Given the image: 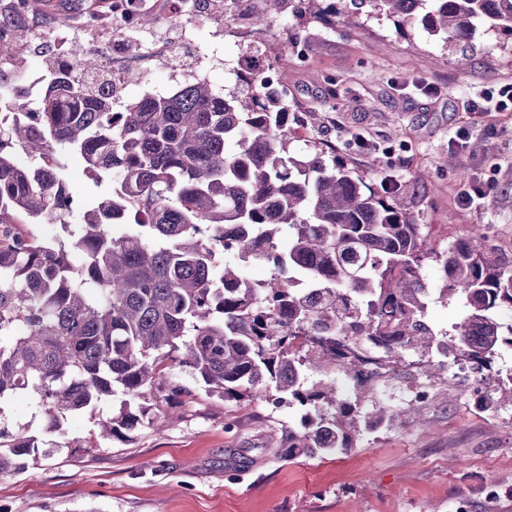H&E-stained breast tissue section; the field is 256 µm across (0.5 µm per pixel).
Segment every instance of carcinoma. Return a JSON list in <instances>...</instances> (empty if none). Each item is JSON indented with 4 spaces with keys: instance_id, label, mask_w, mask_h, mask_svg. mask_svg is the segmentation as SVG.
<instances>
[{
    "instance_id": "1",
    "label": "carcinoma",
    "mask_w": 512,
    "mask_h": 512,
    "mask_svg": "<svg viewBox=\"0 0 512 512\" xmlns=\"http://www.w3.org/2000/svg\"><path fill=\"white\" fill-rule=\"evenodd\" d=\"M293 2L300 25L326 21L325 0H271ZM337 2L348 28L384 16L406 37L419 22L443 46L460 47L461 69L477 28L512 40V0ZM290 56L281 49L222 93L197 79L118 112L112 91L79 81L100 67L81 45L33 108L0 84V336L10 337L0 343V411L26 392L59 431L68 415L118 392L169 405L188 393L169 378L179 365L211 396L307 408L275 449L293 460L348 451L369 427L393 424L396 414L380 404L361 415L369 388L337 396L336 373L358 379L368 349L393 370L406 354L421 355L430 383L445 365L468 363L512 400V377L484 374L512 347V326L499 320L512 311V270L478 245L479 225L443 253L427 248L378 163L374 188L316 143L297 150L288 91L274 79ZM20 152L36 164H20ZM63 156L80 160L95 197L69 189L56 162ZM46 223L63 234L15 232ZM225 248L237 261L218 260ZM260 259L274 276L255 288L245 269ZM428 259L444 274L437 292L421 273ZM286 271L311 279L317 293L298 296ZM453 298L466 314L445 340L426 311L431 299ZM142 417L125 405L102 431L126 436ZM39 448L35 436L0 430V472L23 469Z\"/></svg>"
}]
</instances>
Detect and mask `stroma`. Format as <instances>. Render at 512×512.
Segmentation results:
<instances>
[{"label": "stroma", "mask_w": 512, "mask_h": 512, "mask_svg": "<svg viewBox=\"0 0 512 512\" xmlns=\"http://www.w3.org/2000/svg\"><path fill=\"white\" fill-rule=\"evenodd\" d=\"M82 2L44 0L46 22L34 28L16 0H0L18 47L0 82L45 73L58 35L90 48L111 42V27L73 25ZM178 30L185 35L181 61L164 56L144 64L124 100L149 88L167 92L176 79L227 85L223 62L241 48L225 41L223 23L187 12ZM411 33L412 40L401 38L384 19L357 29H308L305 55L275 73L288 90L289 122L304 132L298 146L319 143L361 171L378 159L406 191L429 242L453 245L481 224L486 246L512 269V112L465 110L468 100L512 82V47L494 31L477 30L474 57L461 71L455 50L419 27ZM428 83L440 86L439 97L420 93ZM314 111L324 122L312 130L303 120ZM462 126L482 151L441 159ZM473 182L489 196L475 208H457L454 195ZM172 375L191 395L170 414L146 405L148 423L127 441L92 436L100 420L118 412L117 399L70 416L59 432L49 431L35 401L7 405L0 422L45 447L25 470L0 473V512H512V402L478 403L471 370L449 365L417 412L363 434L357 448L292 461L273 450L285 429L300 426L299 407L227 402L195 388L183 369ZM490 480L502 487L500 497L486 494Z\"/></svg>", "instance_id": "1"}]
</instances>
